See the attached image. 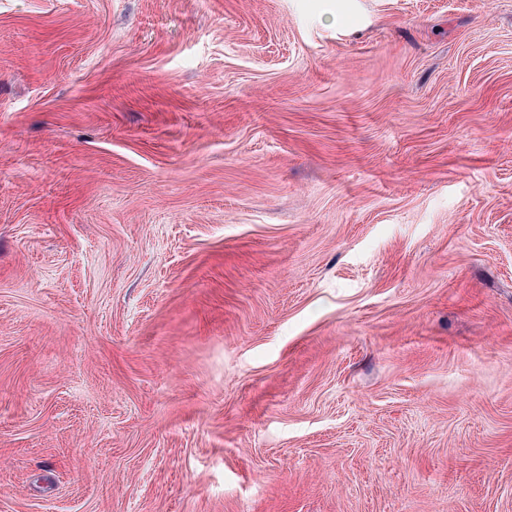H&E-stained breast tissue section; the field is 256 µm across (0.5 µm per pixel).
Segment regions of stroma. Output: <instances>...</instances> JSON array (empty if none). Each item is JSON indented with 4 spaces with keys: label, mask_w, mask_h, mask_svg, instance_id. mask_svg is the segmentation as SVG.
Segmentation results:
<instances>
[{
    "label": "stroma",
    "mask_w": 512,
    "mask_h": 512,
    "mask_svg": "<svg viewBox=\"0 0 512 512\" xmlns=\"http://www.w3.org/2000/svg\"><path fill=\"white\" fill-rule=\"evenodd\" d=\"M0 512H512V0H0Z\"/></svg>",
    "instance_id": "35a3bbf8"
}]
</instances>
